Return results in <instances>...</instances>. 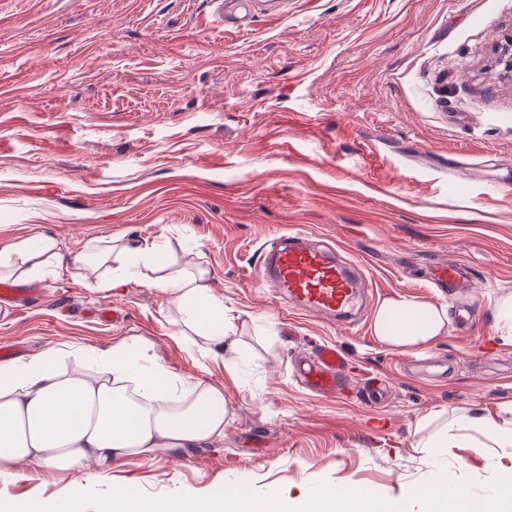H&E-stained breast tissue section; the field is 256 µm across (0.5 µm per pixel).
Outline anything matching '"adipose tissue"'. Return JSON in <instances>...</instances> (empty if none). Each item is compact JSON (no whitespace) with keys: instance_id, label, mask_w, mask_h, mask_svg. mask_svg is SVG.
I'll use <instances>...</instances> for the list:
<instances>
[{"instance_id":"1","label":"adipose tissue","mask_w":512,"mask_h":512,"mask_svg":"<svg viewBox=\"0 0 512 512\" xmlns=\"http://www.w3.org/2000/svg\"><path fill=\"white\" fill-rule=\"evenodd\" d=\"M19 256L27 268L18 269ZM69 265L90 273L102 291L132 283L159 289L175 307L179 338L195 339L205 353L223 350L234 318L187 250L165 241L89 240L65 255L46 237L36 251L24 242L0 250V278L25 281ZM447 326L444 309L402 296L380 302L372 320L374 336L399 350L434 340ZM71 358L77 366H68ZM223 400L221 386L176 373L147 341L93 350L60 342L26 360L0 361V470L26 462L105 476L132 457L180 460L223 439L226 414L214 409Z\"/></svg>"}]
</instances>
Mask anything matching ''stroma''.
Returning a JSON list of instances; mask_svg holds the SVG:
<instances>
[{
	"mask_svg": "<svg viewBox=\"0 0 512 512\" xmlns=\"http://www.w3.org/2000/svg\"><path fill=\"white\" fill-rule=\"evenodd\" d=\"M510 29L512 0H255L242 30L218 23L211 0H0V248L39 234L72 251L179 240L238 346L207 355L179 340L155 288L100 292L72 268L18 283L32 299L19 314L0 305L9 358L143 339L176 372L222 385L232 419L177 463L132 458L105 478L15 466L0 499L114 485L205 496L237 481L391 499L433 477L439 456L453 476L492 480L512 447L467 421L512 429V341L495 321L512 293V77L492 51ZM307 232L361 261L376 301L447 308V333L414 351L445 371H405L371 332L374 304L338 330L277 300L259 255ZM450 259L473 281L454 297L428 283ZM113 305L118 321L94 318ZM325 341L347 360L336 397L293 379ZM372 378L390 385L378 405L364 400Z\"/></svg>",
	"mask_w": 512,
	"mask_h": 512,
	"instance_id": "obj_1",
	"label": "stroma"
}]
</instances>
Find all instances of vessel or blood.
Returning a JSON list of instances; mask_svg holds the SVG:
<instances>
[{
    "label": "vessel or blood",
    "mask_w": 512,
    "mask_h": 512,
    "mask_svg": "<svg viewBox=\"0 0 512 512\" xmlns=\"http://www.w3.org/2000/svg\"><path fill=\"white\" fill-rule=\"evenodd\" d=\"M465 275L460 263L450 262L436 266L430 282L452 291L462 287ZM260 276L287 300L292 311L316 315L340 328L353 324L366 298L358 266L340 260L334 246L302 234L282 238L263 252ZM344 364L336 345L322 344L313 358L297 365L296 377L312 392L335 396L345 389Z\"/></svg>",
    "instance_id": "obj_1"
}]
</instances>
